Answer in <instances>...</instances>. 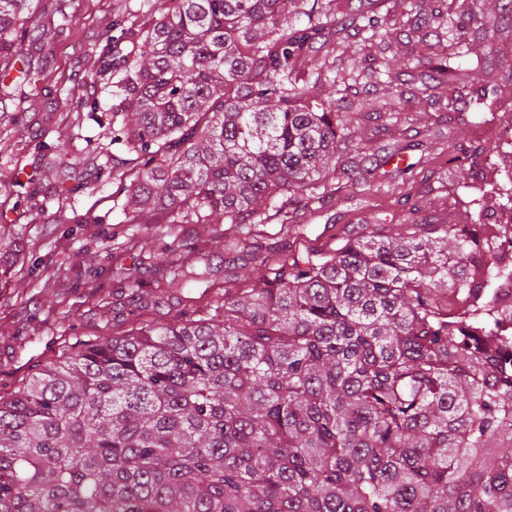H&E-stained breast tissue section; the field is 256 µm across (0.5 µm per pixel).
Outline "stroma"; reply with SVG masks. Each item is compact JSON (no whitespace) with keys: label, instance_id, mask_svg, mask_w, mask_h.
Listing matches in <instances>:
<instances>
[{"label":"stroma","instance_id":"35a3bbf8","mask_svg":"<svg viewBox=\"0 0 512 512\" xmlns=\"http://www.w3.org/2000/svg\"><path fill=\"white\" fill-rule=\"evenodd\" d=\"M116 0H36L37 24L49 25L59 14L69 20L68 37L49 44H29L32 66L45 68V92L28 94L14 83H0V395L17 391L38 368L58 360L67 346L97 341L143 324L163 327L195 316L222 298L225 287L252 284L264 256L281 258L314 248L335 246L363 225L384 232L418 220L429 224L484 223L494 196L477 202L471 185H494L497 176L479 154L480 121L493 116L512 125V18L484 0L483 9L453 12L443 39L427 37L401 44L386 69L396 74L409 62L431 67L455 55L470 70L466 87L448 81L437 90L443 105L426 95L347 97L352 114L346 148L338 154L333 195L314 190L305 195L303 237L295 239L269 221L253 232L246 246L227 249L217 224H128L126 197L111 172L79 171L75 189L55 195L48 157L66 146L70 159L89 151L124 160V144L105 136L122 125L112 114V84L90 74L85 85L69 80L72 70L97 55L99 35L114 15ZM484 72H475L479 58ZM387 112V129L377 127L375 113ZM423 142L425 152H407L405 178L392 175L387 144ZM367 159V179H353L354 162ZM423 202L409 214L407 198ZM22 253L12 263L13 253ZM193 263L196 274L174 285L158 284L150 254ZM135 270L138 292L113 278L118 268Z\"/></svg>","mask_w":512,"mask_h":512}]
</instances>
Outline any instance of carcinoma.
<instances>
[{"label":"carcinoma","mask_w":512,"mask_h":512,"mask_svg":"<svg viewBox=\"0 0 512 512\" xmlns=\"http://www.w3.org/2000/svg\"><path fill=\"white\" fill-rule=\"evenodd\" d=\"M166 0L107 35L121 72L112 130L137 176L127 223L296 224L303 191L336 190L350 122L324 100L326 56L379 48L355 93L381 85L394 30L328 0ZM303 14L307 23L295 24ZM407 40L448 33L414 0ZM30 0H0V76L24 61ZM439 64L404 75L428 90ZM43 68L16 84L37 89ZM459 224H377L336 247L263 258L214 312L74 346L0 396V512H512V335L489 301L450 297L509 270L473 264ZM153 267L184 276L167 256Z\"/></svg>","instance_id":"1"}]
</instances>
